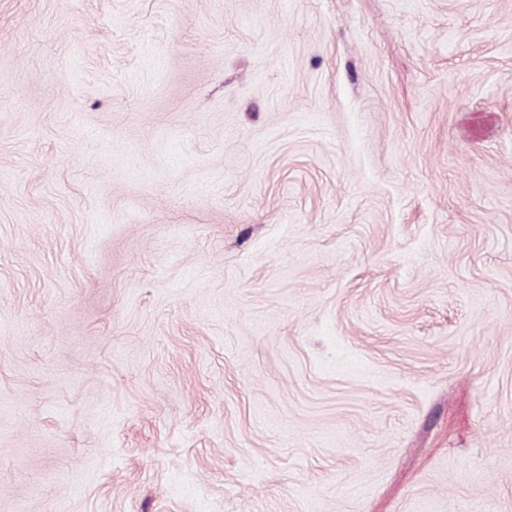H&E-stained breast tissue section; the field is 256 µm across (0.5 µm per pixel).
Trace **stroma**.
Wrapping results in <instances>:
<instances>
[{
    "label": "stroma",
    "instance_id": "1",
    "mask_svg": "<svg viewBox=\"0 0 512 512\" xmlns=\"http://www.w3.org/2000/svg\"><path fill=\"white\" fill-rule=\"evenodd\" d=\"M0 512H512V0H0Z\"/></svg>",
    "mask_w": 512,
    "mask_h": 512
}]
</instances>
